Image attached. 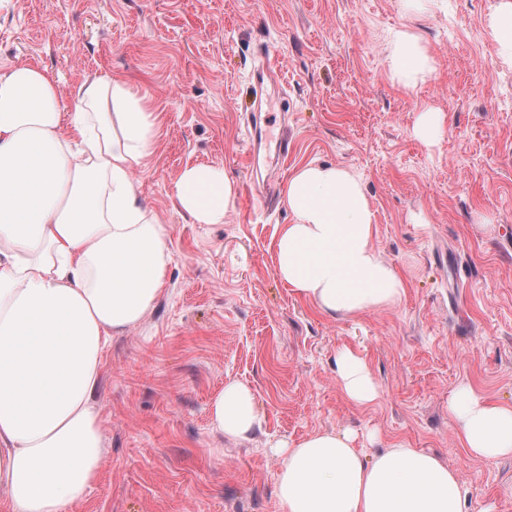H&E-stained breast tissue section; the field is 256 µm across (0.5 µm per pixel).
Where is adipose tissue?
<instances>
[{"instance_id": "ef3b65f1", "label": "adipose tissue", "mask_w": 512, "mask_h": 512, "mask_svg": "<svg viewBox=\"0 0 512 512\" xmlns=\"http://www.w3.org/2000/svg\"><path fill=\"white\" fill-rule=\"evenodd\" d=\"M391 77L425 82L436 60L422 36L388 34ZM159 130L148 97L109 76L84 82L72 109L34 65L0 70V489L10 512H67L97 481L105 448L94 400L112 334L136 327L166 276L167 230L142 202L134 171ZM236 186L223 168L184 167L179 208L197 224L223 223ZM293 217L275 241L278 277L326 314L395 305L404 288L375 248V213L350 170L308 163L288 179ZM337 381L352 403L378 387L363 358L342 350ZM467 452L512 456V403L472 388L448 400ZM212 425L248 437L261 423L255 398L230 381L211 405ZM281 459L277 512H464L457 470L417 448L367 454L352 432L324 431L271 445Z\"/></svg>"}]
</instances>
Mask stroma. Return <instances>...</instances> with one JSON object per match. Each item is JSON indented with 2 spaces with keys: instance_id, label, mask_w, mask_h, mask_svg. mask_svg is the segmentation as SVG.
Returning <instances> with one entry per match:
<instances>
[{
  "instance_id": "stroma-1",
  "label": "stroma",
  "mask_w": 512,
  "mask_h": 512,
  "mask_svg": "<svg viewBox=\"0 0 512 512\" xmlns=\"http://www.w3.org/2000/svg\"><path fill=\"white\" fill-rule=\"evenodd\" d=\"M496 4L449 0L409 19L399 0H0V68L46 69L69 108L84 81L125 80L149 96L159 127L134 179L167 228L165 284L104 350L106 457L69 512H276L270 443L326 430L355 433L369 453H434L458 470L467 512H512V458L471 457L448 413L462 385L512 403V62L486 30ZM403 24L437 61L413 89L390 77L387 34ZM260 68L274 89L262 103L268 136L288 127L292 138L284 162L255 174L245 126ZM426 109L444 117L430 144L415 135ZM309 162L362 179L374 245L403 281L395 306L334 317L278 278L288 178ZM195 164L237 186L223 223H192L177 207L175 178ZM257 176L271 206L252 196ZM344 348L367 362L372 404L342 394ZM230 380L262 416L245 439L211 425Z\"/></svg>"
}]
</instances>
